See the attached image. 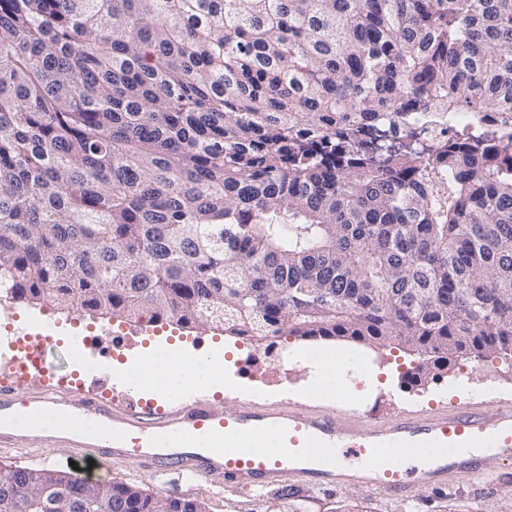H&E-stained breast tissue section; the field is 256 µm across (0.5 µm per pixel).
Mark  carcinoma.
Returning a JSON list of instances; mask_svg holds the SVG:
<instances>
[{
    "label": "carcinoma",
    "instance_id": "obj_1",
    "mask_svg": "<svg viewBox=\"0 0 512 512\" xmlns=\"http://www.w3.org/2000/svg\"><path fill=\"white\" fill-rule=\"evenodd\" d=\"M474 115L435 130L430 115ZM512 0H0V299L512 369ZM59 512H205L73 470Z\"/></svg>",
    "mask_w": 512,
    "mask_h": 512
}]
</instances>
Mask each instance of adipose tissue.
Segmentation results:
<instances>
[{
    "mask_svg": "<svg viewBox=\"0 0 512 512\" xmlns=\"http://www.w3.org/2000/svg\"><path fill=\"white\" fill-rule=\"evenodd\" d=\"M318 365L319 378L306 388V396L336 401L340 392L352 391L349 378L353 375L359 376L367 386L377 384L375 374L362 370L359 356L354 352L323 348L319 352ZM128 376L149 392L154 393L162 388L174 396L190 389L205 394L228 383L221 359L189 356L177 350H167L137 361Z\"/></svg>",
    "mask_w": 512,
    "mask_h": 512,
    "instance_id": "adipose-tissue-1",
    "label": "adipose tissue"
}]
</instances>
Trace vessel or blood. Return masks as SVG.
<instances>
[{"instance_id":"vessel-or-blood-1","label":"vessel or blood","mask_w":512,"mask_h":512,"mask_svg":"<svg viewBox=\"0 0 512 512\" xmlns=\"http://www.w3.org/2000/svg\"><path fill=\"white\" fill-rule=\"evenodd\" d=\"M16 337L26 347L10 356L12 371L0 373L2 448L40 436L66 442L83 459L126 460L170 483L255 490L293 478L400 501L482 473L487 453L512 462V407L404 410L380 424L370 413L316 415L299 405L229 411L203 396L166 409L144 402L131 381L114 383L108 398L65 387L30 397L24 387L47 371L46 336L22 327Z\"/></svg>"}]
</instances>
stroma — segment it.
Here are the masks:
<instances>
[{
    "mask_svg": "<svg viewBox=\"0 0 512 512\" xmlns=\"http://www.w3.org/2000/svg\"><path fill=\"white\" fill-rule=\"evenodd\" d=\"M9 319L0 320V336H7L9 328L30 324L31 320L47 317L57 328L56 341L45 347V359L52 367L51 377L28 383V391H40L50 385L52 378L79 372L89 378L87 367L77 362L66 338L73 330L96 337V346L106 350L112 346V336L106 333L104 323L84 312H63L53 305L29 306L13 304L8 308ZM177 345L197 355L220 354L224 361L244 365L236 374L237 392L217 391L210 400L216 406L233 410L256 404L276 408L295 399L298 390L311 383L315 367L312 362H286L291 349L304 348L305 343L295 337H281L272 355H264L251 341L238 336H225L213 331L190 332L175 324L154 323L148 333H139L122 349L123 355L150 352L153 347ZM349 349L357 351L377 373L376 388H366L356 382L355 396L342 400L347 412L374 410L377 418L388 420L403 410L456 409L467 404L488 408L512 405V370L503 366L499 358H459L449 365L436 381L422 388H408L401 382V364L409 356L402 349H373L349 342ZM74 451L68 444H54L40 437L25 439L15 448L0 447V469L54 467L68 469ZM85 473L99 483L118 481L139 486L156 497L181 496L203 502L206 512H276L283 507L288 495L305 498L308 512H346L348 506H357L359 512H512V465L489 458L481 477L463 479L445 492L419 495L406 502L387 499L376 492L357 487L338 491H324L317 487L291 480L260 491L231 490L215 487L200 480L174 490L165 485L162 477L133 463L115 460L107 469L92 466Z\"/></svg>",
    "mask_w": 512,
    "mask_h": 512,
    "instance_id": "stroma-1",
    "label": "stroma"
}]
</instances>
